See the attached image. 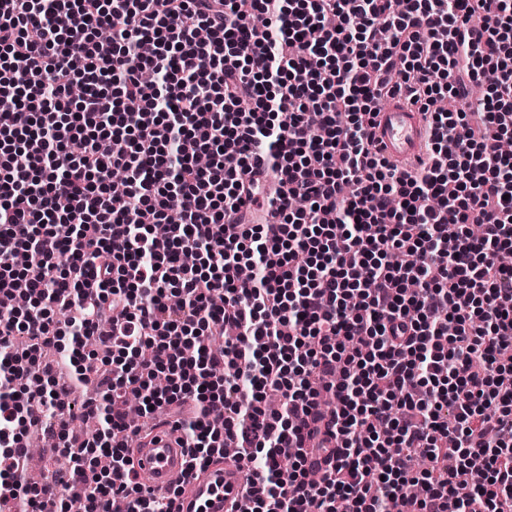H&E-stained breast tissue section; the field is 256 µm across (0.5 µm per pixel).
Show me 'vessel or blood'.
Listing matches in <instances>:
<instances>
[{
    "instance_id": "b4317fda",
    "label": "vessel or blood",
    "mask_w": 512,
    "mask_h": 512,
    "mask_svg": "<svg viewBox=\"0 0 512 512\" xmlns=\"http://www.w3.org/2000/svg\"><path fill=\"white\" fill-rule=\"evenodd\" d=\"M375 137L384 157L398 166H414L426 155L424 115L401 97L388 98L381 104ZM134 468L140 481L156 491L182 481L185 492L181 512H226L231 502L243 499L237 465L228 462L221 471L202 475L189 472L185 448L164 424L143 442L135 455Z\"/></svg>"
}]
</instances>
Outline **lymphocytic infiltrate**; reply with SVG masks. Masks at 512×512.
<instances>
[{
	"label": "lymphocytic infiltrate",
	"instance_id": "obj_1",
	"mask_svg": "<svg viewBox=\"0 0 512 512\" xmlns=\"http://www.w3.org/2000/svg\"><path fill=\"white\" fill-rule=\"evenodd\" d=\"M395 95L428 124L410 171L374 141ZM510 138L512 0H0V502L175 512L134 470V396L190 469L234 445L229 512H512ZM91 341L100 396L62 401L45 356ZM32 426L68 474L26 482Z\"/></svg>",
	"mask_w": 512,
	"mask_h": 512
}]
</instances>
